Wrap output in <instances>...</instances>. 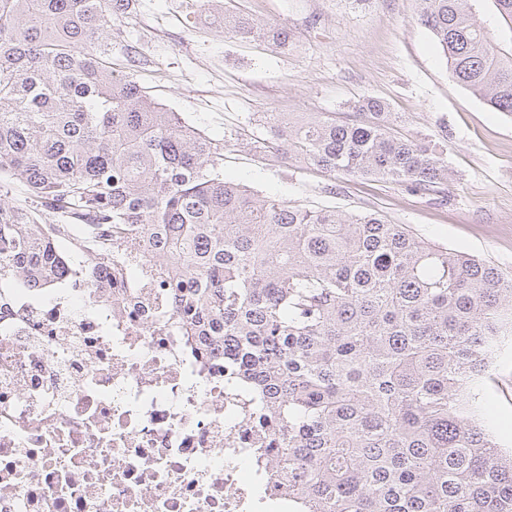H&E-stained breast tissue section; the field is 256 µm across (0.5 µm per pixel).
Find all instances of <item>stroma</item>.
Segmentation results:
<instances>
[{
    "mask_svg": "<svg viewBox=\"0 0 512 512\" xmlns=\"http://www.w3.org/2000/svg\"><path fill=\"white\" fill-rule=\"evenodd\" d=\"M286 27L287 49L243 42L190 18L191 0H136L112 26V61L143 90L224 148V176L302 208L377 213L418 236L512 274V114L448 77L415 0H234ZM384 100L395 129L442 153L436 194L398 182L333 178L265 161L248 143L266 112L331 115ZM503 450L512 449V341L478 385Z\"/></svg>",
    "mask_w": 512,
    "mask_h": 512,
    "instance_id": "35a3bbf8",
    "label": "stroma"
}]
</instances>
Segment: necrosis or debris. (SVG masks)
Here are the masks:
<instances>
[{"label": "necrosis or debris", "mask_w": 512, "mask_h": 512, "mask_svg": "<svg viewBox=\"0 0 512 512\" xmlns=\"http://www.w3.org/2000/svg\"><path fill=\"white\" fill-rule=\"evenodd\" d=\"M136 240L93 283L0 274V512H288L249 393L197 356Z\"/></svg>", "instance_id": "necrosis-or-debris-1"}]
</instances>
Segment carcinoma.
Here are the masks:
<instances>
[{"label": "carcinoma", "mask_w": 512, "mask_h": 512, "mask_svg": "<svg viewBox=\"0 0 512 512\" xmlns=\"http://www.w3.org/2000/svg\"><path fill=\"white\" fill-rule=\"evenodd\" d=\"M134 0H0V269L24 286L59 271L70 224L98 256L135 231L170 269L186 335L224 347V367L272 419L273 478L299 512H512V452L475 384L512 338V276L377 213L305 210L224 178V148L112 67V19ZM210 25L288 47V29L198 0ZM448 75L512 114V47L470 0H415ZM368 121L267 112L252 149L341 179L435 192L448 163L399 135L386 104Z\"/></svg>", "instance_id": "obj_1"}]
</instances>
